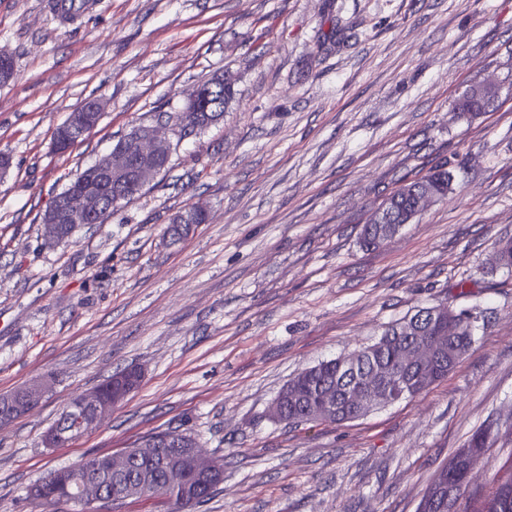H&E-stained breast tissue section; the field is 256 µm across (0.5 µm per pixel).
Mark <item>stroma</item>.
<instances>
[{
    "instance_id": "obj_1",
    "label": "stroma",
    "mask_w": 512,
    "mask_h": 512,
    "mask_svg": "<svg viewBox=\"0 0 512 512\" xmlns=\"http://www.w3.org/2000/svg\"><path fill=\"white\" fill-rule=\"evenodd\" d=\"M62 26L47 0H0V395L53 390L0 426V512H36L29 486L163 430L224 459L197 512H415L477 429L476 468L512 457V0H95ZM223 121L182 136L165 115L213 74ZM499 96L475 118V79ZM103 97L94 129L53 132ZM139 125L173 150L142 196L45 245L47 200ZM449 161L454 189L378 247L362 228L402 184ZM209 211L179 241L170 220ZM466 282L467 295L456 285ZM475 319L474 341L428 390L359 419L288 425L268 408L303 369L373 344L417 308ZM128 367L140 387L79 438L44 447L68 399ZM470 85L462 92V94L455 100L454 106L463 116L475 117L481 112L487 110L494 105L498 98V93L494 94L487 100H474L468 97ZM83 105L69 114L65 124L60 125L56 130L54 146L57 150L69 149L72 145L73 129L79 127L83 135L89 132L94 126L87 123ZM50 390L51 381L48 379L35 380L22 388L19 404V410L22 411V416L38 407Z\"/></svg>"
}]
</instances>
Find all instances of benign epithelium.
Wrapping results in <instances>:
<instances>
[{
	"mask_svg": "<svg viewBox=\"0 0 512 512\" xmlns=\"http://www.w3.org/2000/svg\"><path fill=\"white\" fill-rule=\"evenodd\" d=\"M89 132L93 125L87 123L83 107H78L69 114L65 124L58 127L55 134L54 146L58 150L70 148L73 139V129ZM171 141L158 135L151 127L135 129L128 142L112 148L101 160L93 165L89 176L82 182L80 188L63 194L58 202L47 212L43 221V232L46 238L53 239L59 232V227L67 224L78 227L82 224H97L112 209V200H121L135 190L152 183L159 174V163L171 155ZM107 180L112 187V196H106L102 191L101 181ZM413 212L417 216L425 206L441 198V195L420 188L412 189ZM206 216V211L195 208L191 213H181L172 218V229L180 235L191 229V221L195 217ZM438 322L441 324L440 335H427L426 324ZM458 332L457 321L453 314L443 306L420 308L415 314L406 318L396 329V336H406L398 348L399 361L407 369H415L432 362L443 367L448 361V338ZM51 390V381L38 379L28 384L21 391L19 410L27 414L34 410L46 394ZM419 390V387H408L398 383L388 384L387 376L376 371L368 386L351 387L346 392V399L354 412L362 417L376 407L384 406ZM128 392L120 389L106 397L98 389L68 400L65 403L64 420L46 436V445L52 446L53 441L71 432H85L101 424L112 414ZM340 417L336 407V394L326 391L322 394L315 409L305 416L309 421ZM143 459L154 458L160 453L158 448H127L113 454H102L84 461L76 472V478L81 487V494L76 500L78 512H97L95 504L109 498L114 502L129 499L135 489L125 480L129 467L130 454ZM485 457V449L472 448L464 452L466 460L465 481L473 485V469ZM192 471L201 478H212L219 470L211 457L203 448H189L180 456L178 462L169 465L168 486L173 491L184 487L187 472ZM444 484H439L432 491L429 505L441 509L448 508L453 512L457 507L456 491L448 490V496H443Z\"/></svg>",
	"mask_w": 512,
	"mask_h": 512,
	"instance_id": "benign-epithelium-1",
	"label": "benign epithelium"
}]
</instances>
